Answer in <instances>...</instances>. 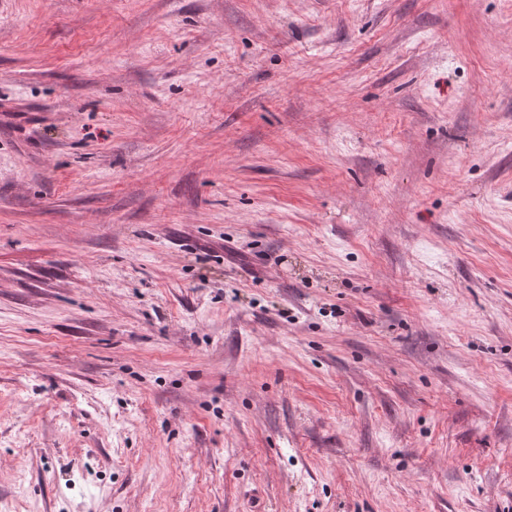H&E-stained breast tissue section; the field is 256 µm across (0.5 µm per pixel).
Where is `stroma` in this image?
Instances as JSON below:
<instances>
[{
  "label": "stroma",
  "instance_id": "obj_1",
  "mask_svg": "<svg viewBox=\"0 0 512 512\" xmlns=\"http://www.w3.org/2000/svg\"><path fill=\"white\" fill-rule=\"evenodd\" d=\"M0 512H512V0H0Z\"/></svg>",
  "mask_w": 512,
  "mask_h": 512
}]
</instances>
